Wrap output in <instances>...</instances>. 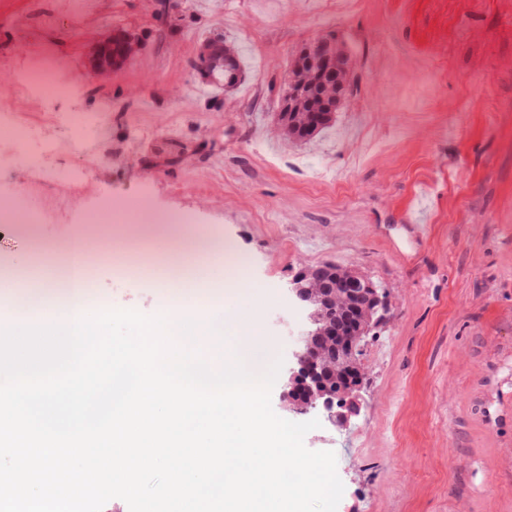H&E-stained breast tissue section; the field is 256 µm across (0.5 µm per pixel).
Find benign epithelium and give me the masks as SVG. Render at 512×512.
<instances>
[{
    "label": "benign epithelium",
    "mask_w": 512,
    "mask_h": 512,
    "mask_svg": "<svg viewBox=\"0 0 512 512\" xmlns=\"http://www.w3.org/2000/svg\"><path fill=\"white\" fill-rule=\"evenodd\" d=\"M140 50L139 41L123 31H111L97 36L92 41L88 57L89 76L97 79L109 76L112 70ZM288 299L306 318L304 329L295 338L292 365L283 382L282 395L287 399L288 410L298 414L321 410L333 423L346 421L355 412V398L352 396L354 387L336 392L324 389L323 365L311 356V350L312 345L318 341L334 339L339 353L348 360L350 370L358 372L361 365V330L353 327L334 336L320 326L313 309V299L297 276L289 282Z\"/></svg>",
    "instance_id": "7a95c632"
}]
</instances>
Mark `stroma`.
Listing matches in <instances>:
<instances>
[{
    "label": "stroma",
    "instance_id": "stroma-1",
    "mask_svg": "<svg viewBox=\"0 0 512 512\" xmlns=\"http://www.w3.org/2000/svg\"><path fill=\"white\" fill-rule=\"evenodd\" d=\"M0 0V87L48 62L77 84L67 109L98 113L88 140L64 130L54 170L0 196L36 207L34 235L0 224V267L59 271V240L102 196L233 242L253 308L290 362L305 324L288 302L302 267L332 261L385 291L389 320L363 345L358 415L304 438L331 451L337 512H512V0ZM121 29L142 43L112 75L86 71L89 42ZM335 32L356 89L310 142L278 134L279 95L304 44ZM238 49L232 92L191 68L201 42ZM89 280L90 310L163 306L146 274L179 269L146 242L122 269L112 227Z\"/></svg>",
    "mask_w": 512,
    "mask_h": 512
}]
</instances>
